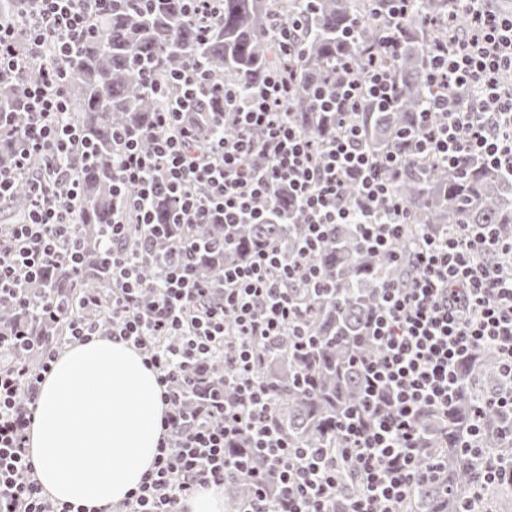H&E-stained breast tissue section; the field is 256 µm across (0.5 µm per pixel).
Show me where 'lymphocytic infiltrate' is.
<instances>
[{"instance_id": "obj_1", "label": "lymphocytic infiltrate", "mask_w": 512, "mask_h": 512, "mask_svg": "<svg viewBox=\"0 0 512 512\" xmlns=\"http://www.w3.org/2000/svg\"><path fill=\"white\" fill-rule=\"evenodd\" d=\"M24 2L27 48L18 52L14 27L0 22V76L39 64L48 42L57 63L39 65L38 78L25 84L23 145L12 167L0 168L2 203L17 178L31 176L32 165L41 167L40 176L31 177L26 218L0 231V307L24 314L10 332H0V512H71L43 495L27 452L39 386L60 353L43 328L47 322L64 324L68 346L102 334L129 342L158 373L167 406L159 456L140 488L114 512H182L183 501L199 488H220L244 476L253 495L243 512H331L336 460L322 448L293 446L277 429L272 399L256 375L259 348L285 332L295 349L307 347L305 314L293 290L323 287L314 257L331 225H355L368 250L392 254L406 218L393 177L412 157L432 156L451 169L476 159L512 174V92L498 83L500 73L512 69V16L488 10L485 0H458L471 27L436 43L429 70L434 93L419 130L400 150L379 158L363 149L354 119L363 101L387 108L394 103L392 78L377 62L355 76L343 72L335 86L314 98L315 111L336 119V134L326 147H317L291 123V75L278 70L249 92L225 89L226 109L214 113V134L200 150L184 115L212 85L203 66L188 61L174 78L167 111L155 115L161 134L152 150L123 132L112 134V188L123 196L144 243L124 248L127 226L120 221L98 241L112 256L116 282L108 302L110 326L104 329L94 315L96 295L80 297L82 313L70 318L66 297L49 291L33 304L23 292L52 266L81 270L84 243L70 214L79 171L94 161L95 152L64 120L66 80L59 63L89 34L97 0ZM228 122L239 126L236 137H225ZM53 181L69 184L67 200L49 191ZM278 186L298 203L306 226L294 257L274 247L257 252L226 271L216 292L196 278L201 245L188 239L172 252L151 255L156 301L143 305L140 261L149 255L148 244L167 233L154 221L159 195L179 202L177 224H262L263 204ZM505 262L512 264V241L463 224L443 236L425 233L411 257L412 277L383 286L372 323L380 354L361 364L367 405L336 425L346 442L343 454L361 481L349 512H397L430 477L432 466L418 459L416 416L424 408L447 411L456 402L458 359L481 347L496 351L502 383L490 402L512 415V277L500 272ZM228 312L238 336L231 347L225 342ZM222 358L230 364L234 399L212 397L187 407L185 399L201 388L204 371ZM242 438L275 473V492H268L249 457L228 455L227 444Z\"/></svg>"}]
</instances>
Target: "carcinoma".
Wrapping results in <instances>:
<instances>
[{"label":"carcinoma","instance_id":"obj_1","mask_svg":"<svg viewBox=\"0 0 512 512\" xmlns=\"http://www.w3.org/2000/svg\"><path fill=\"white\" fill-rule=\"evenodd\" d=\"M221 18L211 33L201 38L187 15L186 0H112V11L91 15V33L77 54L64 64L69 79V119L85 140L98 151V163L79 174L80 202L74 219L78 234L88 242L83 268L73 276L64 268L51 270L28 290L30 299L40 289L62 295L80 289L95 292L103 301L112 294V266L94 247L101 228L123 219L128 224L125 244L134 245L140 233L132 218L123 215L120 202L112 196V131L125 130L143 138L150 146L153 113L172 94L170 73L199 59L215 81L235 87H255L265 76L281 69L287 57L269 33L270 23H284L307 13L299 31L301 56L295 62L296 80L288 104L290 120L309 139L324 145L335 127L314 111L312 98L323 84L336 79L341 63L360 72L371 55L392 76L397 95L394 108L383 111L363 103L358 121L366 150L383 154L392 148L397 134H411L426 111L434 92L429 74V56L435 43L444 40L448 16L454 29L465 32L470 19L453 0H421L420 7L402 19L388 22L377 17L381 0H223ZM0 17L15 25L16 47L25 52L27 20L21 6L5 4ZM362 23L356 40L347 37L356 22ZM34 76H0V112L15 113V125L0 132V167L12 164L24 126L22 89ZM161 85L154 93L146 79ZM224 111V95H209L196 105L186 120L199 129L197 146L210 139L211 113ZM394 191L406 207V226L395 243L401 259L391 261L366 250L355 228L336 224L328 241L316 254L325 287L298 288L296 299L305 311V330L312 344L302 354L291 349V337L283 335L270 348L259 368L261 381L273 399V417L288 441L299 448H325L334 453L344 447L336 422L363 407L366 394L360 360L375 358L379 347L370 336L377 311L380 288L386 282H403L411 272L409 255L423 232L446 233L456 224H484L496 229L500 239H512V176L484 163L471 160L450 170L431 158L411 161L395 180ZM278 210L267 224H241L231 233L233 245H225L222 224H173L176 202L160 197L155 219L168 225L161 247L170 250L192 237L205 242L194 268L213 287L224 283V267L246 261L267 245L293 250L304 230L299 206L282 190L276 191ZM10 217L20 221L27 213V183L16 182L8 200ZM459 399L448 413L423 410L418 417L422 435L419 461L440 462L437 475L422 483L404 501L398 512H461L472 495L481 460L502 452L503 416L493 406L484 408L478 447L465 448L471 431L473 407L478 401L476 386L490 395L498 386L499 360L483 348L455 368ZM341 480L332 502L333 512H348L360 491L357 473L341 466ZM252 485L239 478L224 485V512H237L251 495ZM506 498L512 489L491 486L479 507L493 512L496 496Z\"/></svg>","mask_w":512,"mask_h":512}]
</instances>
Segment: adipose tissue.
Segmentation results:
<instances>
[{
	"label": "adipose tissue",
	"mask_w": 512,
	"mask_h": 512,
	"mask_svg": "<svg viewBox=\"0 0 512 512\" xmlns=\"http://www.w3.org/2000/svg\"><path fill=\"white\" fill-rule=\"evenodd\" d=\"M165 412L157 373L131 344L75 343L45 375L28 428L43 493L88 512L120 504L153 467Z\"/></svg>",
	"instance_id": "ef3b65f1"
}]
</instances>
